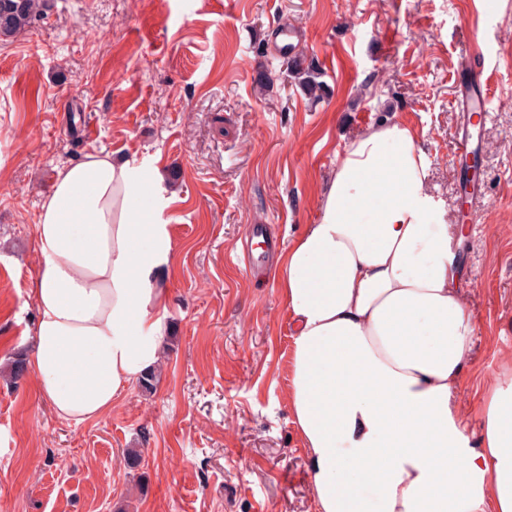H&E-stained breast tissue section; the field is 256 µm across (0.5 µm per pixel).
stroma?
Wrapping results in <instances>:
<instances>
[{"mask_svg": "<svg viewBox=\"0 0 512 512\" xmlns=\"http://www.w3.org/2000/svg\"><path fill=\"white\" fill-rule=\"evenodd\" d=\"M479 2L47 0L0 39L1 364L34 347L35 225L63 167L116 152L173 176L177 194L153 391L132 384L76 425L33 375L0 380V512H316L274 263L251 270L236 252L253 224L288 247L317 220L338 154L386 120L415 132L429 189L460 224L453 97L470 37L495 74L461 283L477 332L455 394L479 439L482 395L512 356V0L491 14ZM286 27L323 71L318 102L285 79Z\"/></svg>", "mask_w": 512, "mask_h": 512, "instance_id": "stroma-1", "label": "stroma"}]
</instances>
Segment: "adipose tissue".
I'll return each instance as SVG.
<instances>
[{
    "instance_id": "1",
    "label": "adipose tissue",
    "mask_w": 512,
    "mask_h": 512,
    "mask_svg": "<svg viewBox=\"0 0 512 512\" xmlns=\"http://www.w3.org/2000/svg\"><path fill=\"white\" fill-rule=\"evenodd\" d=\"M427 169L403 123L352 139L316 223L276 267L317 512H512V373L488 388L471 446L452 402L476 332L460 287L466 229L448 224ZM163 182L92 152L41 202L28 365L65 421L98 418L161 362Z\"/></svg>"
}]
</instances>
